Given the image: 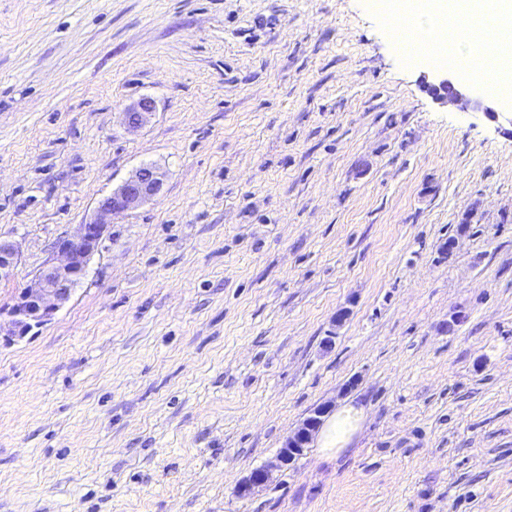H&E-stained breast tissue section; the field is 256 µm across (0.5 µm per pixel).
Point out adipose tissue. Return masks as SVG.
<instances>
[{
	"instance_id": "ef3b65f1",
	"label": "adipose tissue",
	"mask_w": 512,
	"mask_h": 512,
	"mask_svg": "<svg viewBox=\"0 0 512 512\" xmlns=\"http://www.w3.org/2000/svg\"><path fill=\"white\" fill-rule=\"evenodd\" d=\"M380 11L407 24L405 32L392 35L399 49L412 43L413 58L428 62L452 58L466 79L494 100L512 104V42L499 38L500 32L512 31V0H381ZM473 15L491 17L493 28L480 32L458 28V19ZM365 415V406L358 401L339 406L318 434L325 455L349 448Z\"/></svg>"
}]
</instances>
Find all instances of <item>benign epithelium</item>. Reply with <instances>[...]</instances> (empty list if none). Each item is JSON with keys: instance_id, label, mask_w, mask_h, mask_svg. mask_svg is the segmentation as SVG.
<instances>
[{"instance_id": "7a95c632", "label": "benign epithelium", "mask_w": 512, "mask_h": 512, "mask_svg": "<svg viewBox=\"0 0 512 512\" xmlns=\"http://www.w3.org/2000/svg\"><path fill=\"white\" fill-rule=\"evenodd\" d=\"M429 92L441 103H459L467 108L481 106V100L471 88L454 81L451 75L437 77L428 85ZM153 112L149 100H141L126 112L128 126L135 129L145 124ZM166 174L155 166L135 169L112 191L100 198L96 206V218L81 224L73 235L62 237L53 246L54 255L35 272L26 286L14 296L8 308L7 319L0 320V335L24 336L33 326L50 321L55 313L70 299L75 286L83 277L88 261L98 251L108 227V219L131 211L157 195ZM19 253L13 242L0 238V281L13 275L18 265ZM328 407L321 406L285 441L277 458L288 465L301 455L318 431L322 416ZM270 479V471L255 469L239 486V493L247 496Z\"/></svg>"}]
</instances>
